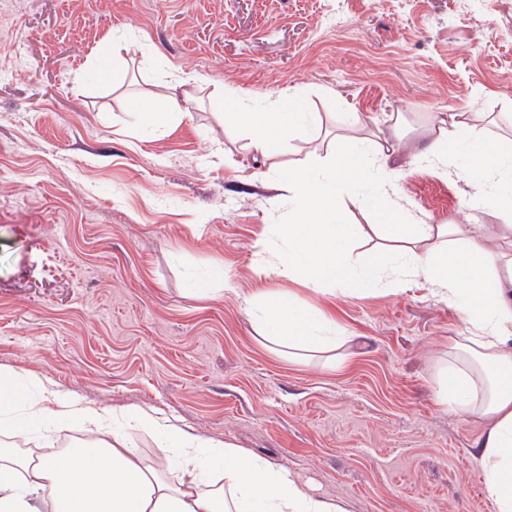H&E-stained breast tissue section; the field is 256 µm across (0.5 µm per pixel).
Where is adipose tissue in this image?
Returning a JSON list of instances; mask_svg holds the SVG:
<instances>
[{"mask_svg":"<svg viewBox=\"0 0 512 512\" xmlns=\"http://www.w3.org/2000/svg\"><path fill=\"white\" fill-rule=\"evenodd\" d=\"M225 115L249 130L266 156L279 152L288 130L306 120L285 98L260 110L231 99ZM469 147L475 174L492 176L512 168V147L503 142L473 138ZM317 166L327 168L324 178L315 177ZM372 170L370 152L343 140L329 155L316 158L313 168L281 173L302 205V218L280 227L288 250L278 269L302 273L314 285L337 283L356 292L376 280L395 256L423 273L437 301L460 310L466 333L455 346L477 364L490 366L494 378L480 387L472 369L452 360L437 397L459 416L483 419L484 491L496 512H512V225L404 224L400 208L388 204L379 217L396 243L394 252L376 250L353 262L342 193L346 183L365 181ZM248 305L258 311L266 340L289 350L332 353L347 343L322 312L299 306L286 293L254 296ZM36 384L40 396L31 400L10 373H0V424L22 435L46 414L68 417L82 423L97 448L22 462L27 474L22 485L12 479L11 465L1 464L0 512H345L339 504L308 495L285 470L233 445L206 440L146 411L130 413L132 427L158 429L162 447L178 450L183 475L178 485H168L143 465L125 436L99 441L107 428L105 410L61 394L50 380L40 378ZM20 406L26 413L22 420L13 416ZM216 464L224 474L220 496L208 487Z\"/></svg>","mask_w":512,"mask_h":512,"instance_id":"1","label":"adipose tissue"}]
</instances>
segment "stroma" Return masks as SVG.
<instances>
[{"label":"stroma","mask_w":512,"mask_h":512,"mask_svg":"<svg viewBox=\"0 0 512 512\" xmlns=\"http://www.w3.org/2000/svg\"><path fill=\"white\" fill-rule=\"evenodd\" d=\"M182 76L179 112L140 124L128 100ZM283 96L317 134L270 159L223 111ZM450 113L512 141V0H0V370L115 416L158 411L348 512H495L480 421L436 399L460 313L394 264L357 294L273 268L300 211L270 169L340 137L393 152L382 183L345 188L357 254L384 246L386 202L407 224L505 223L502 177L463 178L467 143L439 160L418 144ZM277 289L350 337L336 366L260 342L246 302ZM81 431L49 415L22 443ZM125 434L178 478L157 433Z\"/></svg>","instance_id":"1"}]
</instances>
